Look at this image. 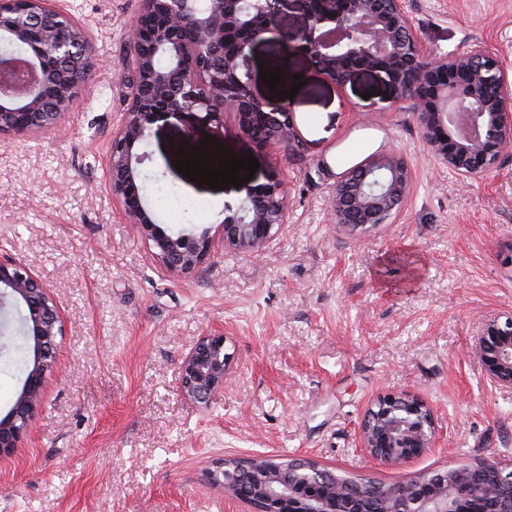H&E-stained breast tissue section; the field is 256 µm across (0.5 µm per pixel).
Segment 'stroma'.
<instances>
[{
	"label": "stroma",
	"mask_w": 512,
	"mask_h": 512,
	"mask_svg": "<svg viewBox=\"0 0 512 512\" xmlns=\"http://www.w3.org/2000/svg\"><path fill=\"white\" fill-rule=\"evenodd\" d=\"M54 2L91 33L94 58L62 131L0 140V259L44 279L62 317L59 374L0 460V512H249L206 476L227 456L309 458L385 483L512 462V389L492 385L471 350L484 320L512 312V152L462 181L378 77L357 73L340 87L297 44H257L252 70L289 75L298 143L260 148L231 115L153 125L137 147L148 156L143 203L167 231L219 235L239 188L190 181L174 151L211 136L258 160L254 182L278 171L287 222L258 252L219 247L172 275L126 224L107 177L140 0ZM407 5L428 51L479 41L512 76V0ZM388 148L413 174L395 223L363 234L334 224L339 176ZM211 332L226 337L232 380L200 407L181 396L179 367ZM401 391L430 403L437 444L391 465L360 448L358 428L375 399Z\"/></svg>",
	"instance_id": "35a3bbf8"
}]
</instances>
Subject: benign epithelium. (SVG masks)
<instances>
[{
	"label": "benign epithelium",
	"instance_id": "7a95c632",
	"mask_svg": "<svg viewBox=\"0 0 512 512\" xmlns=\"http://www.w3.org/2000/svg\"><path fill=\"white\" fill-rule=\"evenodd\" d=\"M47 0H0V33L32 44L25 57H0V138L56 130L77 101L92 69L90 34L61 8ZM142 0L131 29L132 73L127 80V112L109 152L108 184L123 208L126 223L144 238L156 263L166 272L185 275L214 252L208 232L168 233L144 207L138 181L146 156L136 147L149 127L201 112L212 122L224 113L238 116L242 132L254 138L251 119L265 127V146H292L298 131L290 107L257 97L250 76L253 46L277 37L298 40L330 80L345 82L369 72L390 88L393 99L409 100L433 156L465 181L484 175L512 149V83L497 58L480 43L462 52L430 54L413 30L406 0H300L301 26L282 33L278 21L287 0ZM181 30L191 39L175 37ZM179 62L180 91L170 94V75L154 67L157 54ZM433 83L431 95L415 91ZM493 83L497 92L485 94ZM413 180L395 151L374 153L346 170L330 199L334 223L365 232L395 222L411 194ZM244 196L222 224L221 246L252 253L286 223L287 202L279 175L243 188ZM23 301L27 336L32 340L28 376L12 408L0 417V458L11 455L27 434L42 405L48 379L57 366V337L62 320L55 298L31 270L0 259V303ZM224 336L200 337L179 369L182 396L208 406L229 379L231 354ZM473 349L495 386H512V313L488 319L474 334ZM360 447L373 458L400 465L435 447L433 408L423 398L401 392L377 399L366 411L359 431ZM494 477L512 484V470L490 462L466 468L448 467L396 483L386 498L388 512H465L457 493L461 480ZM333 473L308 458L287 463L270 456L226 459L209 478L225 496L246 503L252 512H365L356 497L342 499Z\"/></svg>",
	"mask_w": 512,
	"mask_h": 512
}]
</instances>
